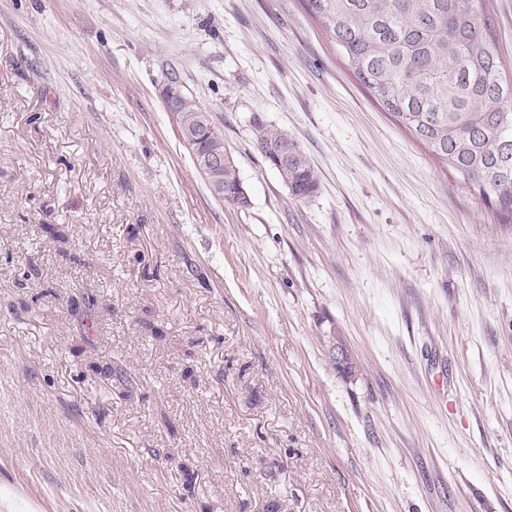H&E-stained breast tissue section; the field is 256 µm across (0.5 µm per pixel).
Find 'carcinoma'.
I'll list each match as a JSON object with an SVG mask.
<instances>
[{
  "label": "carcinoma",
  "mask_w": 512,
  "mask_h": 512,
  "mask_svg": "<svg viewBox=\"0 0 512 512\" xmlns=\"http://www.w3.org/2000/svg\"><path fill=\"white\" fill-rule=\"evenodd\" d=\"M307 13L395 123L512 223V72L494 33L486 0H302ZM185 139L202 157L229 155L209 112L186 97ZM266 160L297 200L319 177L288 132L254 119ZM214 193L237 206L235 163L204 174Z\"/></svg>",
  "instance_id": "1"
}]
</instances>
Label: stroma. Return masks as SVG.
Here are the masks:
<instances>
[{
  "label": "stroma",
  "instance_id": "stroma-1",
  "mask_svg": "<svg viewBox=\"0 0 512 512\" xmlns=\"http://www.w3.org/2000/svg\"><path fill=\"white\" fill-rule=\"evenodd\" d=\"M171 79L246 208L196 168ZM257 118L307 153L312 198L267 164ZM8 501L512 512V224L300 0H0ZM181 97L180 88L174 84L167 85L164 93H162L167 111L170 112L179 132L182 127L179 113L182 112L179 105ZM181 106L187 116V128L184 137L191 142L198 154L203 158L210 155H226L229 158L230 153L224 145V138L212 125L209 112L186 95L184 99H181ZM203 176L214 194H224V197L220 199H222L225 204L236 208H245L248 206L249 203L247 200H249V198L243 186H240V189L245 195V201L241 202V206H239L236 202L237 196L234 194L242 182L238 176L234 160L232 162L230 159H228V162L224 164V167L215 168L211 173L203 174Z\"/></svg>",
  "mask_w": 512,
  "mask_h": 512
}]
</instances>
